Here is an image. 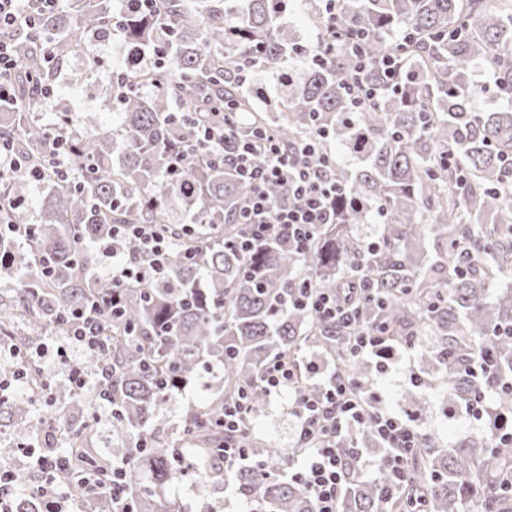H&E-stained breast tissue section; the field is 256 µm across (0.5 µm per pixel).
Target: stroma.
I'll list each match as a JSON object with an SVG mask.
<instances>
[{
	"label": "stroma",
	"instance_id": "obj_1",
	"mask_svg": "<svg viewBox=\"0 0 512 512\" xmlns=\"http://www.w3.org/2000/svg\"><path fill=\"white\" fill-rule=\"evenodd\" d=\"M118 47L111 40L90 38L81 50L64 63L56 83L54 99L44 106L39 115L43 122H51L55 113L68 108L83 112L82 131L87 135L108 132L116 124V109L108 78ZM438 344L437 336L426 332L418 336L406 352L404 363L390 373H380L375 360H368L366 394L379 398L383 407L406 418L420 433L436 435L443 442H457L485 435L483 422L469 418L462 400H448L442 395L440 371L424 361ZM419 373L423 384H414L410 372ZM223 378L220 367L200 369L193 376L186 391L166 400L161 407L164 423L175 425L188 406L204 405ZM257 434L280 456L291 452L297 419L292 409V398L280 394L270 398L252 414ZM178 512H239L240 499L233 489L232 474L211 478L202 474L178 477L167 488Z\"/></svg>",
	"mask_w": 512,
	"mask_h": 512
}]
</instances>
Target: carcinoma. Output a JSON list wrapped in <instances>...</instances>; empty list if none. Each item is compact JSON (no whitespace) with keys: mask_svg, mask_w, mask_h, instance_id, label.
<instances>
[{"mask_svg":"<svg viewBox=\"0 0 512 512\" xmlns=\"http://www.w3.org/2000/svg\"><path fill=\"white\" fill-rule=\"evenodd\" d=\"M276 0H159L160 15L125 18L124 47L162 50V68L132 71L115 99L121 138L82 137L75 142L79 165L73 185H48L41 222L32 240L12 250L11 268L29 288L0 287V337L19 347L30 330L61 325L60 318L112 295V282L91 277L97 264L92 247L111 224H156L176 245L166 278L132 283L121 290L123 316L104 314L100 348L86 353L111 373L71 398L75 418L98 403L112 408L113 446L98 452L93 428L70 429L65 448L76 473H112V463L128 460L127 492L136 512H175L165 487L180 473L173 448L193 444L195 471L205 474L224 447L216 419L238 391L252 403L266 394L257 381L266 361L296 358L308 344L321 346L335 367L360 384L367 366L347 357L349 331L294 305L293 289L313 271L320 288L345 298L364 277L369 289L355 298L360 326H384L397 340L421 330L440 337L431 355L446 377L448 398H463L480 386L502 404L512 392L497 385L512 379V289L490 296L512 277V106L483 112L472 104L479 93L475 73L496 72L497 93L512 100V0H344L339 27L368 34V68L373 100L353 108L343 78L354 65L336 51L324 66L285 62L302 42L286 32ZM119 5L108 0H66L61 10L37 14L42 36L14 34L19 100L0 107V137L20 153L42 158L49 128L25 107L29 86L50 84L86 31L103 39ZM392 55L398 72L382 81L374 62ZM272 73L276 96L254 84L240 85L238 67ZM231 102L235 111H224ZM243 121L241 135L264 129L289 145L310 134H325L326 150L336 145L357 159L350 167L336 160V178L354 202L337 204L336 223L322 225L309 249L299 255L268 246L249 257L227 248L241 225L240 200L250 185L224 163L205 158L180 173L166 171L164 156L201 123ZM455 152L450 168L441 154ZM30 182L0 180V199H26ZM381 222L362 236L358 224ZM193 225L186 236L182 225ZM48 259L54 274L39 279ZM496 363L493 374L473 377L483 354ZM216 362L221 389L204 407L188 408L181 438L147 427L159 408L190 382L199 365ZM167 380L160 388L158 380ZM13 426L29 431L22 403L8 407ZM375 436L368 429L340 441L346 457ZM422 438L408 478L427 489V512H512V447L496 448L485 437L446 449ZM234 480L248 498L257 488L267 496L257 512H314L310 499L292 481L276 479L264 465L238 468ZM390 472L372 480L352 479L342 490L339 512H381Z\"/></svg>","mask_w":512,"mask_h":512,"instance_id":"obj_1","label":"carcinoma"}]
</instances>
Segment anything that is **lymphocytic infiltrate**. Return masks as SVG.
<instances>
[{"mask_svg": "<svg viewBox=\"0 0 512 512\" xmlns=\"http://www.w3.org/2000/svg\"><path fill=\"white\" fill-rule=\"evenodd\" d=\"M24 2L0 0V103L11 99V78L17 66L10 34L34 26ZM73 138L67 128H59L45 160L39 164L23 157L12 140L1 138L0 174L15 173L37 185L51 179L61 185L69 184L66 154L73 148ZM194 141L209 152L211 159L231 166L251 187L237 211V221L244 231L234 245L241 255H250L257 246L272 240L296 253H306L318 226L335 222L336 201L345 196L346 188L336 179V164L324 151L321 137L305 138L287 148L273 133L264 131L254 140L243 142L237 140L232 125L226 124L197 129ZM273 184L284 189L283 200L277 202L270 197L268 188ZM129 238L141 245V263H131L121 255L122 243ZM97 251L102 269L113 289L118 290L167 274L172 241L152 224H114L104 242L98 244ZM299 300L319 318L353 329L349 358L357 360L369 355L376 359L380 372L390 370L394 345L389 336L359 328L355 308L318 288L313 275H306ZM100 323L101 314L96 309L72 312L65 323L64 339L81 351H90L99 343ZM303 370L311 376L320 375L314 363L301 367L282 357L269 360L260 371V382L267 396L285 390L293 394L296 448L304 455L299 469L287 473L274 463L270 466L272 473L289 475L309 496L314 512H338L337 502L347 476L338 440L367 428L383 447L376 467L392 474L396 491L404 495V512H425L423 495L404 489L409 458L419 447L417 432L401 416L372 405L344 375H321L315 394L306 393L299 383V373ZM252 408L249 393L244 389L225 404L217 420L224 429V446L219 454L220 462L213 468L214 474L221 475L255 461L253 450L241 439L244 421ZM24 454L34 471L25 492L37 499L41 512H80V502L92 496L111 497L114 512H135L126 494L125 464L113 467L111 481L85 483L81 495L77 496L63 481L64 456L39 453L32 448L25 449Z\"/></svg>", "mask_w": 512, "mask_h": 512, "instance_id": "obj_1", "label": "lymphocytic infiltrate"}]
</instances>
